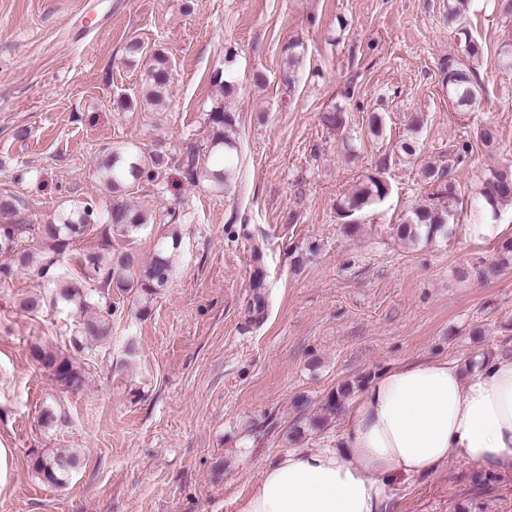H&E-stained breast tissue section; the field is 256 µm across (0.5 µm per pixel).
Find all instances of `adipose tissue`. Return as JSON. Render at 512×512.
Here are the masks:
<instances>
[{"label":"adipose tissue","mask_w":512,"mask_h":512,"mask_svg":"<svg viewBox=\"0 0 512 512\" xmlns=\"http://www.w3.org/2000/svg\"><path fill=\"white\" fill-rule=\"evenodd\" d=\"M457 460L512 476V353L385 370L348 406L334 445L288 449L240 512H386L395 482Z\"/></svg>","instance_id":"adipose-tissue-1"}]
</instances>
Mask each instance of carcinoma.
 I'll return each mask as SVG.
<instances>
[{
    "label": "carcinoma",
    "instance_id": "cac0c4a2",
    "mask_svg": "<svg viewBox=\"0 0 512 512\" xmlns=\"http://www.w3.org/2000/svg\"><path fill=\"white\" fill-rule=\"evenodd\" d=\"M149 59L145 100L157 105L164 101L170 90L171 63L159 49L154 50ZM445 79L449 98L461 106L477 104L480 84L472 70L463 69L450 60L446 66ZM208 123L212 130L211 151L230 154L237 150L234 137L236 119L233 113L224 108V104L212 108L208 114ZM167 163L166 155L161 152L143 159L128 146H109L103 149V158L95 173L101 183L116 192L125 185L154 180ZM425 176L436 182L437 192L430 197L428 203L415 207L397 225L398 237L412 243L448 236V227L457 218L455 207L458 194L455 184L444 181L443 174L432 168L425 171ZM389 193L388 183L369 175L362 188L336 204L337 214L347 221L352 215L383 203ZM478 201L483 213L493 218L499 215L501 206L512 205V171L502 169L487 175L479 189ZM145 224L147 218L144 214L117 197L104 208L89 203L74 205L61 211L56 220L34 228L29 224H0V258L8 260V263L0 264V276L5 277L17 267L35 278L54 283L57 263L73 243L95 232L101 234L104 240L100 247L82 251L76 256L77 265L84 277L97 283L98 287L63 285L56 289L51 303L54 306L77 304L84 309L97 301L104 305L105 315L88 316L79 323L77 335L71 339L69 352L41 343H34L29 348L30 356L38 366L61 385L75 390L80 388L83 376L77 367L78 354L91 350L111 336L112 303L108 302L110 288L122 291L137 289L151 295L169 283L174 271L173 257L180 246L176 236L171 235L162 242L152 260L141 267L135 266L129 255L117 254L112 250V234L129 238L138 234ZM32 239L45 242L49 251H36L22 246V242ZM507 270H512V240L501 243L494 259L483 261L471 271L462 272V275L466 278L474 275L481 281H488ZM349 391L350 387L343 385L331 394L325 402V414L336 415L341 409V401ZM77 465L78 457L65 453L52 457L38 456L33 462L34 470L54 485L64 484V477Z\"/></svg>",
    "mask_w": 512,
    "mask_h": 512
}]
</instances>
